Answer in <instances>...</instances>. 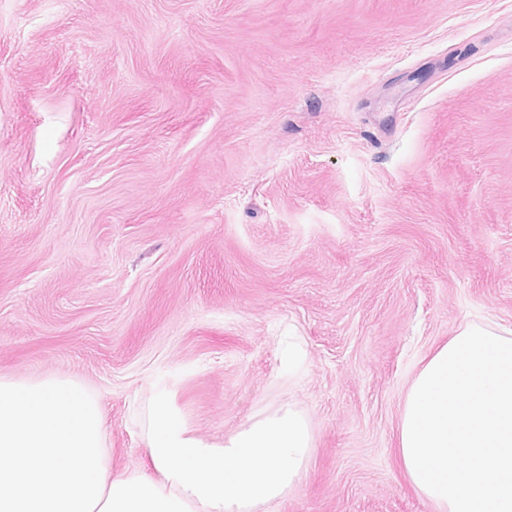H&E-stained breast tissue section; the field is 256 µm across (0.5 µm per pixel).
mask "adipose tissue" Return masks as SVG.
I'll return each mask as SVG.
<instances>
[{
	"instance_id": "1",
	"label": "adipose tissue",
	"mask_w": 512,
	"mask_h": 512,
	"mask_svg": "<svg viewBox=\"0 0 512 512\" xmlns=\"http://www.w3.org/2000/svg\"><path fill=\"white\" fill-rule=\"evenodd\" d=\"M399 454L434 512H512V329L465 324L422 364Z\"/></svg>"
}]
</instances>
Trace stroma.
I'll return each instance as SVG.
<instances>
[{"instance_id":"obj_1","label":"stroma","mask_w":512,"mask_h":512,"mask_svg":"<svg viewBox=\"0 0 512 512\" xmlns=\"http://www.w3.org/2000/svg\"><path fill=\"white\" fill-rule=\"evenodd\" d=\"M512 327V0H0V375L81 380L221 443L292 406L269 512H432L417 363ZM303 358L287 370L281 343Z\"/></svg>"}]
</instances>
